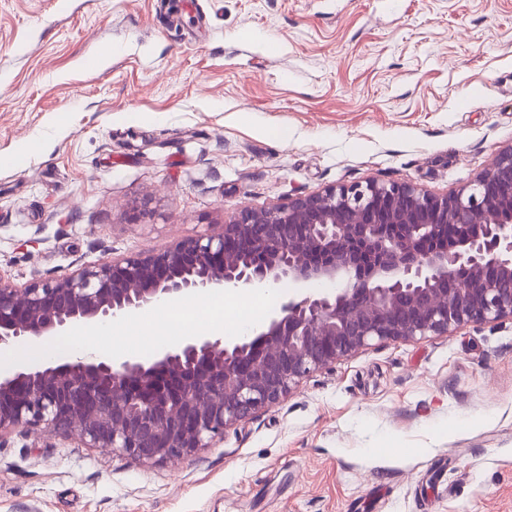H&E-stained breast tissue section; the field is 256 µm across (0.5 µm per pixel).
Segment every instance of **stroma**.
Here are the masks:
<instances>
[{
    "instance_id": "stroma-1",
    "label": "stroma",
    "mask_w": 512,
    "mask_h": 512,
    "mask_svg": "<svg viewBox=\"0 0 512 512\" xmlns=\"http://www.w3.org/2000/svg\"><path fill=\"white\" fill-rule=\"evenodd\" d=\"M511 146L512 0H0L19 286L330 186L443 195ZM0 512H512V320L371 342L175 463L5 432Z\"/></svg>"
}]
</instances>
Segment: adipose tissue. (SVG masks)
<instances>
[{"label": "adipose tissue", "instance_id": "ef3b65f1", "mask_svg": "<svg viewBox=\"0 0 512 512\" xmlns=\"http://www.w3.org/2000/svg\"><path fill=\"white\" fill-rule=\"evenodd\" d=\"M277 288L261 287L251 291L248 297H241L238 292H225V299L231 300L233 304L242 305L243 313L237 314L231 320V333L235 336H243L250 329L258 326L263 318L262 310L266 304L276 299ZM206 302L205 297L191 296L182 300L162 305L160 308L149 312H134L119 320L113 321L111 325L103 327H78L75 328L69 344L73 352L78 354L96 353L100 347L96 344L97 336L112 333L115 335H129L132 329L148 327L156 336L158 343L172 344L192 337L196 328L192 319L199 307Z\"/></svg>", "mask_w": 512, "mask_h": 512}]
</instances>
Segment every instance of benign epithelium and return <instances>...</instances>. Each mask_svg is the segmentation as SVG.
Here are the masks:
<instances>
[{
	"label": "benign epithelium",
	"instance_id": "benign-epithelium-1",
	"mask_svg": "<svg viewBox=\"0 0 512 512\" xmlns=\"http://www.w3.org/2000/svg\"><path fill=\"white\" fill-rule=\"evenodd\" d=\"M450 232L453 246L441 245ZM324 279L344 287L293 297L227 343L195 336L151 361L76 358L0 374V432L177 461L373 340L512 319V147L449 194L374 180L331 186L60 279L19 287L0 277V345L54 339L186 292Z\"/></svg>",
	"mask_w": 512,
	"mask_h": 512
}]
</instances>
